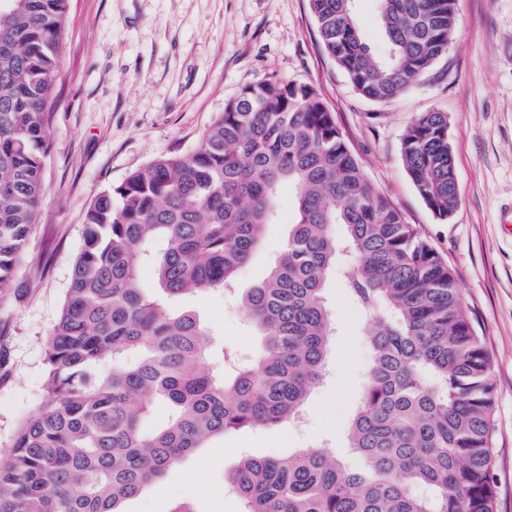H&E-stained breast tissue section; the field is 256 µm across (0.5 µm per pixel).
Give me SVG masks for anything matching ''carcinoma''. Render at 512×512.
Masks as SVG:
<instances>
[{
  "label": "carcinoma",
  "mask_w": 512,
  "mask_h": 512,
  "mask_svg": "<svg viewBox=\"0 0 512 512\" xmlns=\"http://www.w3.org/2000/svg\"><path fill=\"white\" fill-rule=\"evenodd\" d=\"M377 3L384 57L364 40L354 0H309L328 55L357 94L383 103L447 56L457 8ZM67 6L0 0V289L45 193L46 109ZM448 127V113L422 112L401 143L416 192L442 221L457 202ZM285 189L296 219L268 275L240 296L260 345L237 368L201 314L169 299L235 294ZM82 236L45 344L42 406L0 462V512H126L212 439L292 423L325 374L335 322L323 291L340 264L352 269L347 294L374 324L346 428L361 464L314 448L244 457L228 489L243 512H496L490 358L456 275L371 186L313 85L277 77L247 86L192 153L162 155L98 195ZM157 406L165 419L146 425Z\"/></svg>",
  "instance_id": "1"
}]
</instances>
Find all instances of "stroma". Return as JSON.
<instances>
[{
	"label": "stroma",
	"instance_id": "stroma-1",
	"mask_svg": "<svg viewBox=\"0 0 512 512\" xmlns=\"http://www.w3.org/2000/svg\"><path fill=\"white\" fill-rule=\"evenodd\" d=\"M447 57L388 102L362 99L324 51L308 0H70L62 60L48 106L45 194L26 253L0 291V459L45 394L44 342L58 319L82 244L89 203L129 172L187 154L242 90L270 77L314 85L372 186L416 225L455 272L473 327L490 354L495 393L492 477L497 512H512V0H457ZM447 112L458 203L436 218L417 194L401 141L419 113ZM294 219L282 198L265 243L238 286L261 282ZM331 271L324 296L336 330L327 370L311 391L303 427L241 430L169 470L127 512H242L224 478L246 455L288 458L328 448L359 460L345 430L363 391L369 327ZM199 310L219 342L250 362L259 341L237 301L216 292L174 299Z\"/></svg>",
	"mask_w": 512,
	"mask_h": 512
}]
</instances>
